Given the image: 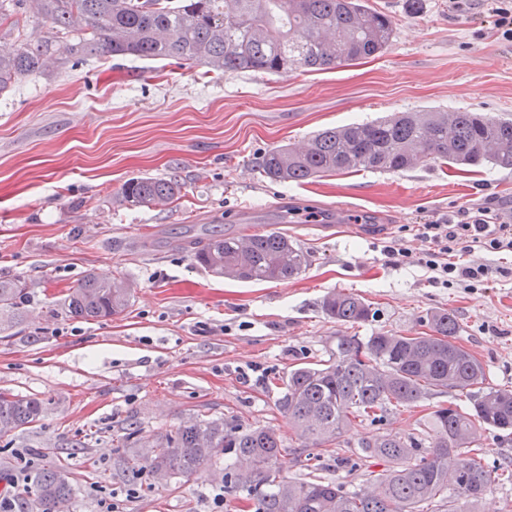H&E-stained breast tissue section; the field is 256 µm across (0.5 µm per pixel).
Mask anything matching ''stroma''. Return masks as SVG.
Here are the masks:
<instances>
[{
    "mask_svg": "<svg viewBox=\"0 0 512 512\" xmlns=\"http://www.w3.org/2000/svg\"><path fill=\"white\" fill-rule=\"evenodd\" d=\"M397 33L375 57L332 70L219 75L173 60L89 58L22 79L0 95V277L25 278L32 298L12 338L0 341V391L43 401L41 420L0 436V468L19 485L65 465L69 512H251L226 483L231 460L159 480L123 462L199 418L287 430L274 400L289 370L328 359L340 334L421 330L446 309L458 344L490 384L512 388V277L475 291L433 283L430 271L388 261L389 238L423 252L416 225L486 198L512 199V170L428 163L311 182L258 172L270 148L315 131L392 112L476 111L512 117V44L488 15L452 13L448 0H370ZM172 177L182 197L166 207L120 204L133 177ZM279 231L308 256L290 281L217 278L184 239ZM129 282L116 318L52 312L88 271ZM352 292L373 321L350 327L322 311ZM415 417L358 422L323 480L366 488L382 466L338 464L382 432L418 431Z\"/></svg>",
    "mask_w": 512,
    "mask_h": 512,
    "instance_id": "stroma-1",
    "label": "stroma"
}]
</instances>
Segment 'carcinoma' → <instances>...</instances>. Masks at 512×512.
I'll use <instances>...</instances> for the list:
<instances>
[{"label":"carcinoma","mask_w":512,"mask_h":512,"mask_svg":"<svg viewBox=\"0 0 512 512\" xmlns=\"http://www.w3.org/2000/svg\"><path fill=\"white\" fill-rule=\"evenodd\" d=\"M32 11L46 24L15 53L0 55V94L53 65L89 57L125 56L176 60L217 74L332 70L369 58L396 35L391 16L368 0H0V35L16 12ZM512 170V119L477 112H398L390 117L314 134L302 147L272 148L259 161L272 181L301 182L371 170L402 173L428 162ZM175 178H132L120 202L138 207L181 198ZM210 272L243 282L288 281L308 265L307 254L288 235L267 232L214 235L193 253ZM130 290L115 277L91 272L64 298L73 318L122 315ZM30 305L26 280H0V333L23 321ZM324 313L342 325L373 319L371 304L353 293L333 292ZM426 332L342 334L329 358L288 372L276 400L295 435L314 448L328 447L356 420L381 422L413 408L437 389H456L470 405L429 407L422 437L382 433L363 442L362 456L384 470L370 490L348 492L320 479H277L273 467L284 448L274 427L199 419L167 434L145 462L159 477L189 475L200 465L230 455L240 470L234 488L247 493L254 512H475L492 485L512 480V467L492 472L481 462L483 432H512V389L486 381L482 361L455 342L458 323L443 309ZM43 405L0 392V435L37 421ZM72 494L62 468L37 473L17 498L19 512H55Z\"/></svg>","instance_id":"obj_1"}]
</instances>
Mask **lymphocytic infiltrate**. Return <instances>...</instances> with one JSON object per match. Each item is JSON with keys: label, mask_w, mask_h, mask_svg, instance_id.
<instances>
[{"label": "lymphocytic infiltrate", "mask_w": 512, "mask_h": 512, "mask_svg": "<svg viewBox=\"0 0 512 512\" xmlns=\"http://www.w3.org/2000/svg\"><path fill=\"white\" fill-rule=\"evenodd\" d=\"M449 3L459 13L482 9L490 17L498 37L512 43V0H449ZM417 231L430 244L426 252H413L404 238L397 237L385 246V253L426 267L433 272L434 283L482 288L492 277V267L462 262L461 256L477 249L512 253V201L462 207L448 218L419 225Z\"/></svg>", "instance_id": "f902f5d3"}]
</instances>
